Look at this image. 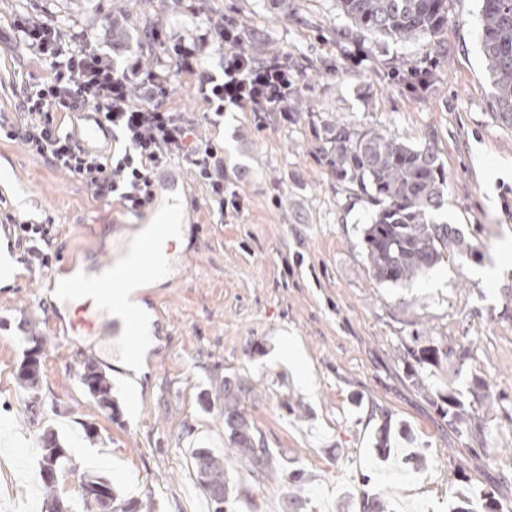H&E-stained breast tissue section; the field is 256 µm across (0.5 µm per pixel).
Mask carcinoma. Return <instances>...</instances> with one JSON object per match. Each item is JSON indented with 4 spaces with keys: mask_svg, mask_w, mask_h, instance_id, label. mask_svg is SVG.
I'll return each instance as SVG.
<instances>
[{
    "mask_svg": "<svg viewBox=\"0 0 512 512\" xmlns=\"http://www.w3.org/2000/svg\"><path fill=\"white\" fill-rule=\"evenodd\" d=\"M350 27L345 38L368 33L384 40L406 42L434 39L448 14V0H337ZM481 45L489 81V103L493 113L512 127V0H481ZM396 80L412 95H421L431 82L430 69L420 63L403 61L393 70ZM316 135L314 153L336 180L358 188L377 206V212L364 230L369 272L381 283L405 285L434 267L446 256L468 254L472 247L457 229L434 220L433 212L448 190V177L434 147L402 143L372 130H359L328 121ZM408 356L420 367L453 360L462 365L469 349H414ZM41 365L20 363L17 377L21 385L38 387ZM80 384L97 403L110 412L116 409L112 384L91 362L79 373ZM251 392L241 379L224 380V431L230 452L245 464L248 475L261 481L272 470L274 453L264 444L259 430L243 411V402ZM439 411L448 426L459 435L477 436L475 420L479 408L467 405L460 392L448 388ZM66 450L51 430L43 435L40 465L63 468ZM191 470L212 512L228 502L230 487L225 476L224 454L210 448L191 451ZM90 483L101 486L106 498L116 502L112 482L99 473L84 474ZM48 512H72L70 504L57 494L56 483L42 480ZM360 512H385L374 494L362 489L357 493Z\"/></svg>",
    "mask_w": 512,
    "mask_h": 512,
    "instance_id": "obj_1",
    "label": "carcinoma"
}]
</instances>
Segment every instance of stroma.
<instances>
[{"mask_svg":"<svg viewBox=\"0 0 512 512\" xmlns=\"http://www.w3.org/2000/svg\"><path fill=\"white\" fill-rule=\"evenodd\" d=\"M24 11L89 34L113 47L109 17L131 16L135 38L151 25L162 43L151 62L171 72L165 104L224 147V186L240 212H220L190 182L196 211L181 251L187 262L161 286L140 289L151 312L153 344L141 372L127 374L99 331L75 329L70 307L43 299L44 279L65 265L106 259L137 231L119 204L92 198L80 180L53 170L20 142L0 141V208L51 223L48 266L15 265L0 288V503L10 512H45L38 472L45 429L63 439L69 461L57 477L59 495L78 499L84 473L101 469L135 512H209L189 464L197 444L224 448V380L247 379L249 420L274 450L279 476L255 485L234 459L228 482L248 486L236 512H296L287 475L303 471V512H359L348 495L359 475L390 512H450L453 491L467 485L473 502L495 491L512 506V127L488 106L480 47L481 0H448L438 43L358 37L348 60L341 38L348 21L337 0H291L287 12L268 0H0V118H17L25 82L44 72L39 56L16 42L10 20ZM250 26L253 43L297 61L295 118L262 119L228 108L211 123L178 73L172 47L211 14ZM433 61L426 94L412 96L388 78L394 61ZM323 118L378 129L413 145L433 146L448 174L435 219L456 227L474 246L413 282H378L366 262L364 228L375 211L356 187L336 181L312 152L311 121ZM488 266L491 283L475 276ZM471 342L463 368L441 365L425 383L411 377L404 349ZM39 350L36 390L20 385L17 367ZM94 363L112 384L115 414L84 391L77 371ZM486 384L503 412L483 415L484 450L450 430L435 406L449 385ZM94 437H86L85 426ZM392 434L388 460L375 453L382 430Z\"/></svg>","mask_w":512,"mask_h":512,"instance_id":"1","label":"stroma"}]
</instances>
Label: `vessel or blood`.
I'll return each mask as SVG.
<instances>
[{"instance_id": "vessel-or-blood-1", "label": "vessel or blood", "mask_w": 512, "mask_h": 512, "mask_svg": "<svg viewBox=\"0 0 512 512\" xmlns=\"http://www.w3.org/2000/svg\"><path fill=\"white\" fill-rule=\"evenodd\" d=\"M83 125L78 138L88 151L100 149L111 132L91 112L82 113ZM187 182L180 170L170 167L160 168L153 179L152 199L147 207L152 226L150 238L142 241L134 259L121 269H114L111 261L98 264L99 276L94 280H70L65 275L50 277L48 288H66L75 294H89L81 311V322L88 327H99L104 335H111L112 321L108 314L123 308L129 289L134 285L148 282L156 266V240L170 236L173 227L182 223L184 213L191 202L187 195ZM125 338V351L128 359H135L140 351V320L134 313H127L121 324Z\"/></svg>"}]
</instances>
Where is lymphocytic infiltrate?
Masks as SVG:
<instances>
[{
    "instance_id": "f902f5d3",
    "label": "lymphocytic infiltrate",
    "mask_w": 512,
    "mask_h": 512,
    "mask_svg": "<svg viewBox=\"0 0 512 512\" xmlns=\"http://www.w3.org/2000/svg\"><path fill=\"white\" fill-rule=\"evenodd\" d=\"M10 28L16 41L35 50L47 71L25 85L16 124H0V138L20 142L54 170L78 178L98 200L118 201L128 212L141 213L152 198L156 171L190 157L195 178L219 207L239 210V200L224 196V149L198 138L181 113L163 106L171 92L164 66L150 69L121 64L94 48L89 35L48 25L26 13L14 14ZM232 23L216 15L173 48L181 73L190 75L196 97L210 112L223 116L228 106L261 114H287L296 79L282 53L260 60L240 52ZM224 45L219 71L203 69L200 52L210 40ZM91 110L112 132L121 149L111 158L84 151L67 113ZM0 222L14 225L27 245L29 263L46 265L49 227L4 213Z\"/></svg>"
}]
</instances>
